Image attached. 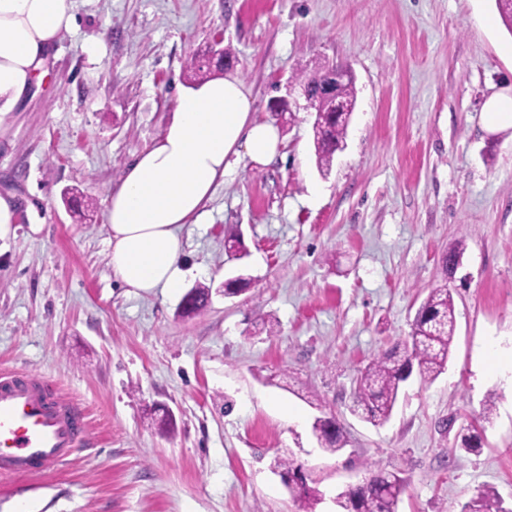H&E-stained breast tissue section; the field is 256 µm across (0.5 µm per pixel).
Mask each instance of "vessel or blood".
I'll use <instances>...</instances> for the list:
<instances>
[{
    "mask_svg": "<svg viewBox=\"0 0 512 512\" xmlns=\"http://www.w3.org/2000/svg\"><path fill=\"white\" fill-rule=\"evenodd\" d=\"M86 433L84 414L37 374L0 373V474H49Z\"/></svg>",
    "mask_w": 512,
    "mask_h": 512,
    "instance_id": "vessel-or-blood-1",
    "label": "vessel or blood"
}]
</instances>
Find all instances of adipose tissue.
Segmentation results:
<instances>
[{
	"label": "adipose tissue",
	"mask_w": 512,
	"mask_h": 512,
	"mask_svg": "<svg viewBox=\"0 0 512 512\" xmlns=\"http://www.w3.org/2000/svg\"><path fill=\"white\" fill-rule=\"evenodd\" d=\"M76 25L73 0H0V116L13 112L46 74L62 32ZM278 127L259 120L235 76L182 94L164 134L126 171L106 212L110 265L136 295H173L183 285V225L199 223L215 185L236 163L270 164Z\"/></svg>",
	"instance_id": "ef3b65f1"
}]
</instances>
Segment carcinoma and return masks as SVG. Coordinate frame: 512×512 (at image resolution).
<instances>
[{
	"instance_id": "obj_1",
	"label": "carcinoma",
	"mask_w": 512,
	"mask_h": 512,
	"mask_svg": "<svg viewBox=\"0 0 512 512\" xmlns=\"http://www.w3.org/2000/svg\"><path fill=\"white\" fill-rule=\"evenodd\" d=\"M190 78L201 83L212 77L213 69L200 58L190 61ZM331 65L300 72L294 82L317 95L315 102L314 147L317 167L327 171L335 154L345 142L351 114L332 118L335 100L320 94ZM210 288L198 286L190 293L185 312L201 310L208 300ZM455 307L448 285L433 289L419 306L411 333L389 353L372 360L360 372L354 389L355 405L362 408L374 423L387 421L397 402L401 384L415 371L424 380H433L445 369L455 333ZM313 432L323 448L334 454L344 445L343 429L331 414L317 419ZM278 472L288 475V492L301 512H314L320 500L319 490L299 477L301 466L289 459L275 460ZM405 480L394 472L379 470L366 482L336 501L339 512H397ZM499 507L494 495L484 493L466 504L463 512H490Z\"/></svg>"
}]
</instances>
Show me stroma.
Instances as JSON below:
<instances>
[{"instance_id": "stroma-1", "label": "stroma", "mask_w": 512, "mask_h": 512, "mask_svg": "<svg viewBox=\"0 0 512 512\" xmlns=\"http://www.w3.org/2000/svg\"><path fill=\"white\" fill-rule=\"evenodd\" d=\"M75 15L44 81L0 119V195L17 203L0 244V368L53 382L89 435L57 472L0 475V512L19 499L29 512H298L278 457L322 492L315 512L378 469L407 482L398 512H461L484 491L512 502V127L482 112L512 95L495 0H75ZM219 39L285 157L240 161L183 226V287L210 288L187 315L182 295L120 285L105 217L189 89L187 60ZM324 62L350 69L357 95L326 173L314 110H269ZM238 275L249 289L225 296ZM444 283L447 368L411 375L371 424L353 410L360 370ZM326 412L343 428L336 454L312 433ZM470 426L477 453L459 448Z\"/></svg>"}]
</instances>
